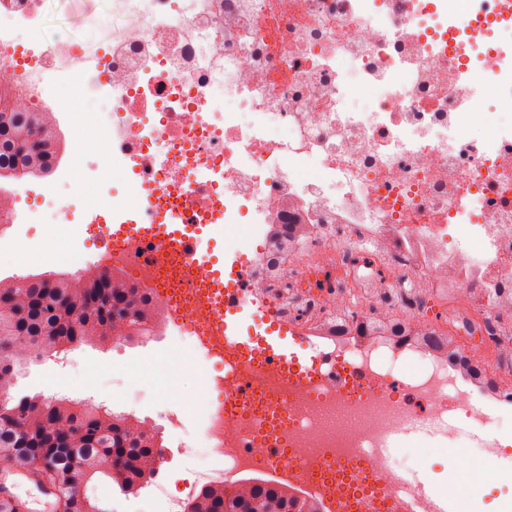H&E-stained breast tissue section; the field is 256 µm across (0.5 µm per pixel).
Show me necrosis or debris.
<instances>
[{"label": "necrosis or debris", "mask_w": 512, "mask_h": 512, "mask_svg": "<svg viewBox=\"0 0 512 512\" xmlns=\"http://www.w3.org/2000/svg\"><path fill=\"white\" fill-rule=\"evenodd\" d=\"M502 0H0V91L15 112L52 101L72 224L146 217L150 204L199 221L182 186L222 203L238 286L309 325L320 367L296 385L271 360L224 354L223 391L200 407L186 451L197 489L253 488L271 448L292 491L338 512H391L422 485L396 480L389 447L456 413L488 443L512 426V26ZM473 27L457 32L462 14ZM65 17L30 46L25 30ZM32 86L17 93L20 83ZM125 180L113 188L110 171ZM464 248H457L456 239ZM144 249L112 259L145 289L146 327L198 305L179 278L147 275ZM356 370L365 385L338 384ZM249 394H242L243 378ZM337 462L333 472L318 470Z\"/></svg>", "instance_id": "necrosis-or-debris-1"}]
</instances>
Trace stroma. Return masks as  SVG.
<instances>
[{
	"instance_id": "35a3bbf8",
	"label": "stroma",
	"mask_w": 512,
	"mask_h": 512,
	"mask_svg": "<svg viewBox=\"0 0 512 512\" xmlns=\"http://www.w3.org/2000/svg\"><path fill=\"white\" fill-rule=\"evenodd\" d=\"M13 251L0 252V279L30 274L66 272L73 275L94 273L93 260L98 253L100 228L95 224H24L12 234ZM191 353L188 337L169 329L166 336L148 342L80 344L51 359L31 361L20 367L15 393L42 395L76 402L101 404L110 410L151 418L159 427L158 435L167 449L166 462L156 483L148 484L138 495H124L112 486L111 477L99 475L84 486L85 496L99 512H168L172 499L181 496L185 486L197 478V468L183 453V428L172 426L181 404L172 396L155 395L138 400L117 372L133 364L150 362L156 350ZM448 438L454 449L465 454L479 453L481 460L499 464L495 479L480 483L472 496V512H512V429L503 430L497 447H484L482 431L473 425L448 420ZM451 449V450H454ZM451 450L435 442L408 449L411 464L407 475L421 479L427 491L458 483L460 476L448 464Z\"/></svg>"
}]
</instances>
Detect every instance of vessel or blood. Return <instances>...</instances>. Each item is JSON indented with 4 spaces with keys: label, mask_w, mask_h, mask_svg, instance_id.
<instances>
[{
    "label": "vessel or blood",
    "mask_w": 512,
    "mask_h": 512,
    "mask_svg": "<svg viewBox=\"0 0 512 512\" xmlns=\"http://www.w3.org/2000/svg\"><path fill=\"white\" fill-rule=\"evenodd\" d=\"M202 231V225L182 223L177 213L167 211L138 224H112L101 237L97 263L108 266L116 247L133 240L141 242L155 264L175 265L179 277L193 282V293L203 306L201 318L192 326L180 324L179 330L190 336L198 357L218 364L229 348L245 359L275 360L289 375L307 379L310 368L297 352L303 342L301 331L281 321L265 303L257 305L262 331L241 335L242 305L234 267L199 253ZM0 500L8 502L14 512H60L62 507L59 492L35 466L1 467Z\"/></svg>",
    "instance_id": "b4317fda"
}]
</instances>
